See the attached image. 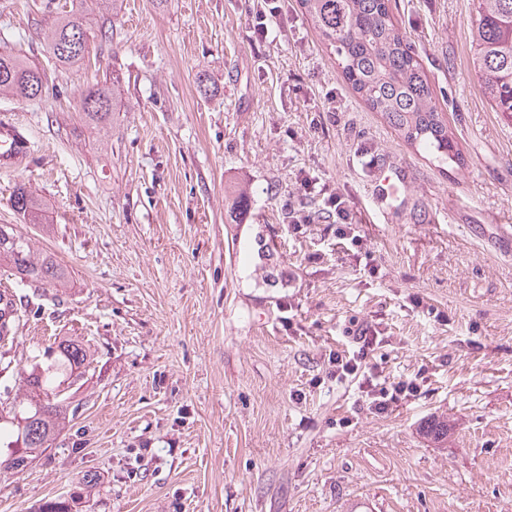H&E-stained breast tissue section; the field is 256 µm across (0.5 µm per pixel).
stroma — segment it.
I'll return each instance as SVG.
<instances>
[{
    "label": "stroma",
    "mask_w": 512,
    "mask_h": 512,
    "mask_svg": "<svg viewBox=\"0 0 512 512\" xmlns=\"http://www.w3.org/2000/svg\"><path fill=\"white\" fill-rule=\"evenodd\" d=\"M66 2L90 35L77 67L46 49L52 0H0V50L45 85L35 101L0 95L31 142L21 171L0 170V224L68 273L52 287L0 269L23 304L0 382L20 388L62 336L94 361L52 450L0 473V512L82 494L88 470L102 484L83 512H512V118L473 68L472 0L390 3L455 162L366 107L299 0L263 37L253 0ZM106 75L119 92L99 131L76 95ZM371 157L409 175L385 217ZM21 187L41 223L12 208ZM336 192L376 272L322 219ZM289 201L311 223L284 221ZM354 319L383 337L381 379L417 384L382 413L330 362L354 350ZM437 418L442 448L423 433Z\"/></svg>",
    "instance_id": "1"
}]
</instances>
